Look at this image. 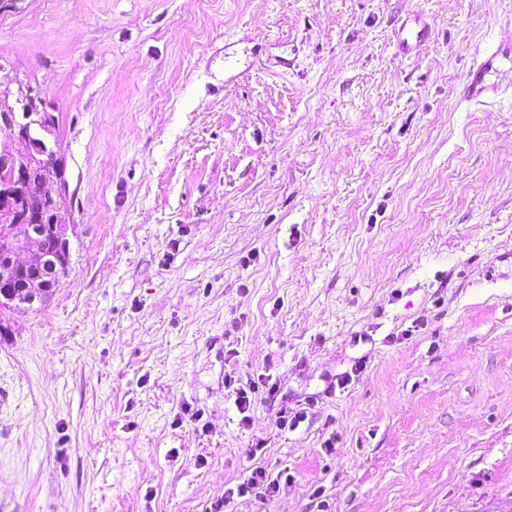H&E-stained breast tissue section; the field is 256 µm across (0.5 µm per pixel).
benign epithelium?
I'll return each mask as SVG.
<instances>
[{"instance_id": "1", "label": "benign epithelium", "mask_w": 512, "mask_h": 512, "mask_svg": "<svg viewBox=\"0 0 512 512\" xmlns=\"http://www.w3.org/2000/svg\"><path fill=\"white\" fill-rule=\"evenodd\" d=\"M0 238L12 249L0 266V306H33L52 290L53 279L68 264V228L73 223L68 203L65 160L55 137L54 120L41 93L17 78L15 67L0 61ZM44 202L53 225L51 234L33 230L21 217L24 203ZM38 268L24 287L13 286V275Z\"/></svg>"}]
</instances>
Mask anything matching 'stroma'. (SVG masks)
<instances>
[{
	"instance_id": "1",
	"label": "stroma",
	"mask_w": 512,
	"mask_h": 512,
	"mask_svg": "<svg viewBox=\"0 0 512 512\" xmlns=\"http://www.w3.org/2000/svg\"><path fill=\"white\" fill-rule=\"evenodd\" d=\"M0 58L74 194L0 512H512V0H21ZM430 36L429 24L421 13L404 21L398 29V44L404 53L419 47Z\"/></svg>"
}]
</instances>
